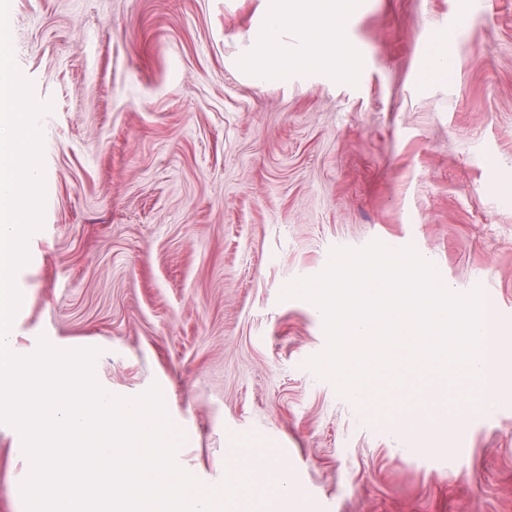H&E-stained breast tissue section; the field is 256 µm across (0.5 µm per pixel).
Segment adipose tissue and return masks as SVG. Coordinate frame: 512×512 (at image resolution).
Masks as SVG:
<instances>
[{
    "mask_svg": "<svg viewBox=\"0 0 512 512\" xmlns=\"http://www.w3.org/2000/svg\"><path fill=\"white\" fill-rule=\"evenodd\" d=\"M292 28L306 37L303 54H295L288 42ZM357 61L336 38V0H272L259 53L244 58L241 65L266 82L301 66L345 73Z\"/></svg>",
    "mask_w": 512,
    "mask_h": 512,
    "instance_id": "ef3b65f1",
    "label": "adipose tissue"
}]
</instances>
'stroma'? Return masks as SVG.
<instances>
[{
	"mask_svg": "<svg viewBox=\"0 0 512 512\" xmlns=\"http://www.w3.org/2000/svg\"><path fill=\"white\" fill-rule=\"evenodd\" d=\"M361 66L259 83L269 0H10L16 64L50 104L43 226L15 277L17 347L98 349L95 378L159 387L205 488L245 448L288 469L266 512H512V403L465 371L406 372L408 405L308 367L324 316L285 286L335 248L413 247L502 310L512 376V0H353ZM452 381L451 436L406 426ZM23 443L0 423V512Z\"/></svg>",
	"mask_w": 512,
	"mask_h": 512,
	"instance_id": "35a3bbf8",
	"label": "stroma"
}]
</instances>
